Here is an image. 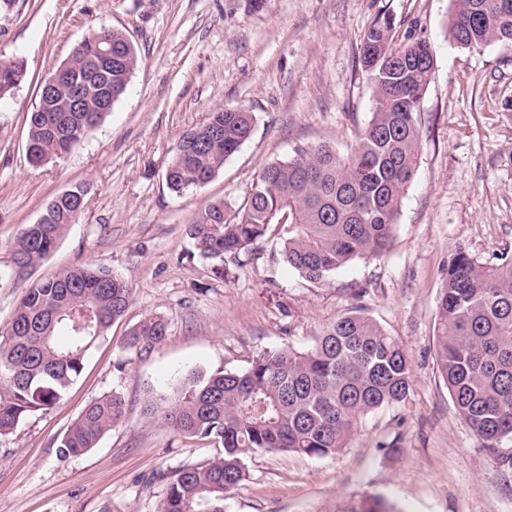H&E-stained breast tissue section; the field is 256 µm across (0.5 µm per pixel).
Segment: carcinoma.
Returning <instances> with one entry per match:
<instances>
[{
  "label": "carcinoma",
  "instance_id": "cac0c4a2",
  "mask_svg": "<svg viewBox=\"0 0 512 512\" xmlns=\"http://www.w3.org/2000/svg\"><path fill=\"white\" fill-rule=\"evenodd\" d=\"M449 39L462 48L512 45V0H452ZM112 42L120 60L108 85L113 101L126 92L140 64L121 30H101L81 40L70 70L90 86L84 111L68 112L65 94L40 85L26 115L28 160L41 166L77 148L106 113L98 111L104 90L85 61ZM435 55L425 40L394 41V21L381 15L366 31L359 63L373 90L371 117L350 153L330 144L298 148L286 161L267 166L243 205L211 201L189 227L202 258L238 265L273 233L284 264L322 283L362 257L390 248L405 190L420 149L419 116ZM24 58H0V100L22 81ZM255 116L245 108L218 109L180 138L164 178L182 193L210 182L251 137ZM75 185L51 197L38 221L25 224L9 249L5 267L28 272L56 247L63 231L87 207ZM132 288L101 267H73L27 289L10 329L0 338V436L28 415L60 403L84 369L96 342L124 316ZM168 324L158 315L130 329L126 349L146 351L161 343ZM439 375L459 416L482 447L492 451L512 440V256L482 263L459 250L448 260L437 304ZM411 365L400 341L355 309L329 325L305 351H266L242 371L187 374L173 398L150 399L144 413L160 416L179 434L222 446L211 462L185 466L170 477L161 512H224L225 495L246 477L257 451L322 458L346 447L364 418L404 403ZM125 416L117 392L89 402L59 441L65 459L96 447ZM352 512H394L379 498Z\"/></svg>",
  "mask_w": 512,
  "mask_h": 512
}]
</instances>
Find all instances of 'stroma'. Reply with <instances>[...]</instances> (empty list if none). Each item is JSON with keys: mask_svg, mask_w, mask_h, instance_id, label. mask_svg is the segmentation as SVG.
<instances>
[{"mask_svg": "<svg viewBox=\"0 0 512 512\" xmlns=\"http://www.w3.org/2000/svg\"><path fill=\"white\" fill-rule=\"evenodd\" d=\"M451 13V0H0V57L27 62L0 100V261L51 197L83 183L87 208L32 277L103 266L133 290L64 399L0 436V512H159L170 473L209 462L219 447L147 417L145 399L170 396L192 370H242L266 351L306 350L356 307L406 348L407 400L369 414L337 454H252L224 512H349L367 496L395 512H512V441L482 448L437 368L450 257L460 248L483 263L512 254V47H458ZM383 14L396 41L422 39L435 53L418 169L390 249L318 284L288 268L269 236L247 264L217 274L188 234L197 211L219 199L241 206L263 169L297 148L350 152L373 108L360 41ZM102 27L130 37L140 67L70 156L31 165L24 119L39 82ZM216 108L253 112L250 139L204 187L172 194L164 171L180 136ZM152 314L167 320L166 339L125 349L128 330ZM113 391L126 400L124 421L89 452L59 458L83 407ZM392 440L399 453L382 450Z\"/></svg>", "mask_w": 512, "mask_h": 512, "instance_id": "35a3bbf8", "label": "stroma"}]
</instances>
